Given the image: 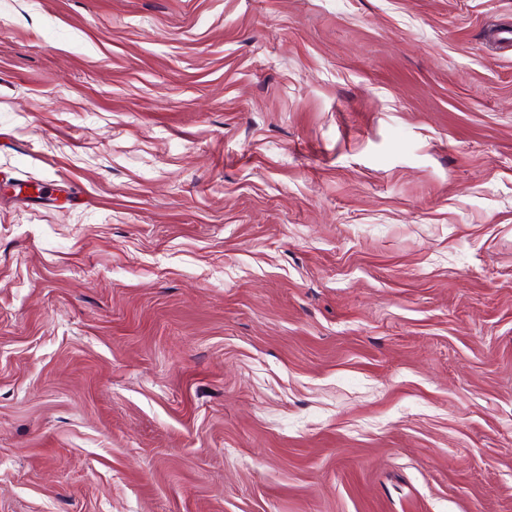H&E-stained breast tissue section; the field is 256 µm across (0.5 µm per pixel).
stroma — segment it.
<instances>
[{
  "instance_id": "stroma-1",
  "label": "stroma",
  "mask_w": 512,
  "mask_h": 512,
  "mask_svg": "<svg viewBox=\"0 0 512 512\" xmlns=\"http://www.w3.org/2000/svg\"><path fill=\"white\" fill-rule=\"evenodd\" d=\"M0 512H512V0H0Z\"/></svg>"
}]
</instances>
